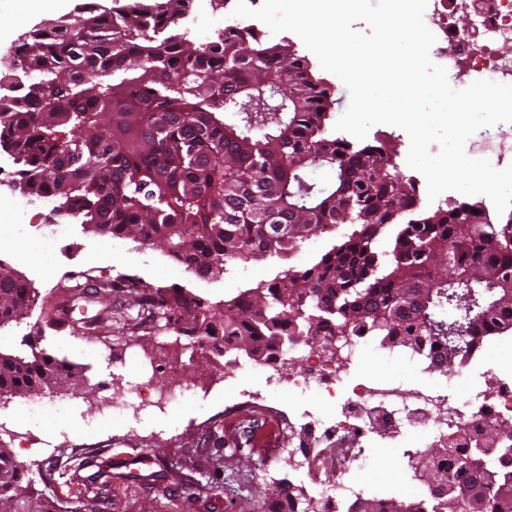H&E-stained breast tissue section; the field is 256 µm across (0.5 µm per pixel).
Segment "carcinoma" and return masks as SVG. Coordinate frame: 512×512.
I'll use <instances>...</instances> for the list:
<instances>
[{"mask_svg": "<svg viewBox=\"0 0 512 512\" xmlns=\"http://www.w3.org/2000/svg\"><path fill=\"white\" fill-rule=\"evenodd\" d=\"M192 0L83 4L68 23L25 32L0 61V150L18 166L24 196L95 233L158 248L201 278L235 262L284 259L332 224L341 237L309 264L247 288L245 307L224 309L133 276L107 285L138 314L199 337L246 342L254 359L283 336H375L392 351H437L438 370L468 360L490 322L512 328V217L494 224L477 203L417 207L383 141L358 146L330 127V89L288 43L229 25L191 46ZM333 177L317 182L313 168ZM290 285L288 297L278 285ZM33 289L0 261V329L30 307ZM457 323L448 337V322ZM79 367L36 352H0V388L34 397L77 385ZM465 428L410 460L430 496L386 512H512V469ZM24 468L0 443V508L65 512L42 492L15 502ZM275 504L316 512L291 482Z\"/></svg>", "mask_w": 512, "mask_h": 512, "instance_id": "obj_1", "label": "carcinoma"}]
</instances>
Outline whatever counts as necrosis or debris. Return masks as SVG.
<instances>
[{"instance_id":"1","label":"necrosis or debris","mask_w":512,"mask_h":512,"mask_svg":"<svg viewBox=\"0 0 512 512\" xmlns=\"http://www.w3.org/2000/svg\"><path fill=\"white\" fill-rule=\"evenodd\" d=\"M460 16L469 17L468 28L457 26ZM424 22L436 37L431 54L452 72L456 88L477 80L512 84V0H428ZM27 207L19 199H0V211L20 219L16 238L56 249L67 227L45 224L30 233ZM374 350L372 338L363 334L326 335L321 346L292 348L287 357L265 363L267 394L310 395L317 404L302 413L305 432L292 437L279 454L333 510L351 497L369 495L382 502L393 498L391 483L359 478L366 469L367 450L377 439L407 436L406 454L411 457L446 441L454 428L489 433L512 423V375L498 365L481 362L459 388L447 392L427 387L410 402L391 379L349 377L350 367L364 364ZM209 394V388L193 383L165 392L147 380L126 388L121 400L109 401L105 408L112 415L153 408L164 417L174 406L204 403Z\"/></svg>"}]
</instances>
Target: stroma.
Returning a JSON list of instances; mask_svg holds the SVG:
<instances>
[{
    "instance_id": "35a3bbf8",
    "label": "stroma",
    "mask_w": 512,
    "mask_h": 512,
    "mask_svg": "<svg viewBox=\"0 0 512 512\" xmlns=\"http://www.w3.org/2000/svg\"><path fill=\"white\" fill-rule=\"evenodd\" d=\"M379 140L394 149L399 170L420 193L421 209H429L426 180L407 164V133L379 124L370 129L366 141ZM0 261L26 277L36 265L48 271L45 278L33 279L34 303L26 336L12 329L1 332L0 349H20L27 337L36 351L81 365L85 376L81 387L66 393L80 417L57 428L38 429L13 415L0 432V442L27 470L33 488L51 486L70 510L85 501L89 485L104 482L108 493L99 504L100 512H267L266 491L276 482L286 479L304 487V479L282 459L265 458L250 449L255 433L270 422H283L293 410L288 394L263 405L226 399L215 362L200 353L190 354L183 343L173 341V327L133 321L123 329L109 330L108 317L119 297L100 289L101 283L135 275L216 304L253 280L273 278L280 259L239 264L233 278L204 279L160 249H143L130 240L111 241L73 224L58 250L32 245L20 250L6 241L0 243ZM70 271L88 274L84 295L67 289L65 277ZM131 347L157 352L163 364L155 374L160 383H170L172 363L181 362L183 376L212 385L209 399L201 406L174 407L166 430L147 419L137 423L119 416L86 428L85 418L101 406V382L116 379L128 385L136 380L135 367L124 359ZM228 431L233 432L235 445L214 447V439ZM50 438L62 442L67 455L39 454V447Z\"/></svg>"
}]
</instances>
